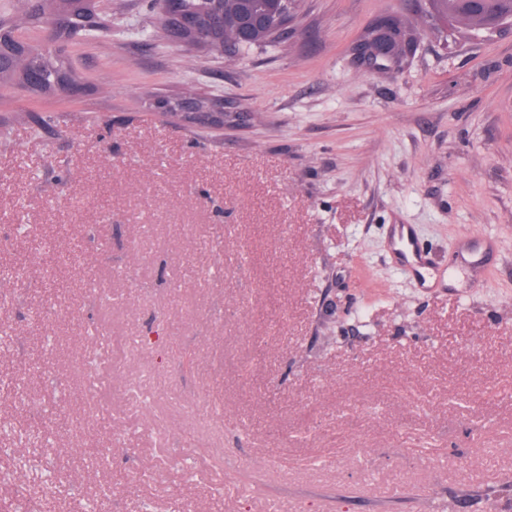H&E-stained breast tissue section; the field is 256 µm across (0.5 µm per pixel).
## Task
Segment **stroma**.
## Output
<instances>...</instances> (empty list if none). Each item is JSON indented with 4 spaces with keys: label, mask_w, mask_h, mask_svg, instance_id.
Masks as SVG:
<instances>
[{
    "label": "stroma",
    "mask_w": 512,
    "mask_h": 512,
    "mask_svg": "<svg viewBox=\"0 0 512 512\" xmlns=\"http://www.w3.org/2000/svg\"><path fill=\"white\" fill-rule=\"evenodd\" d=\"M419 5L300 0L288 38L201 53L112 0L79 95L0 87V512H512V33L358 64ZM23 388L71 431L30 443Z\"/></svg>",
    "instance_id": "35a3bbf8"
}]
</instances>
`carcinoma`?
<instances>
[{
	"label": "carcinoma",
	"instance_id": "obj_1",
	"mask_svg": "<svg viewBox=\"0 0 512 512\" xmlns=\"http://www.w3.org/2000/svg\"><path fill=\"white\" fill-rule=\"evenodd\" d=\"M157 15L180 43L208 50H221L224 42L239 36L243 23L260 18L263 26L243 37L250 46L277 38L288 22L296 0H176L164 14L154 0ZM423 21L413 26L395 15L392 29V64L408 57L429 30L455 31L464 28L474 36L495 29L502 19H512V0H425ZM39 10L57 27L58 46L39 49L10 26H0V84L20 86L41 94H51L64 81H77L67 66V47L79 29L97 24L98 5L94 0H43Z\"/></svg>",
	"mask_w": 512,
	"mask_h": 512
}]
</instances>
